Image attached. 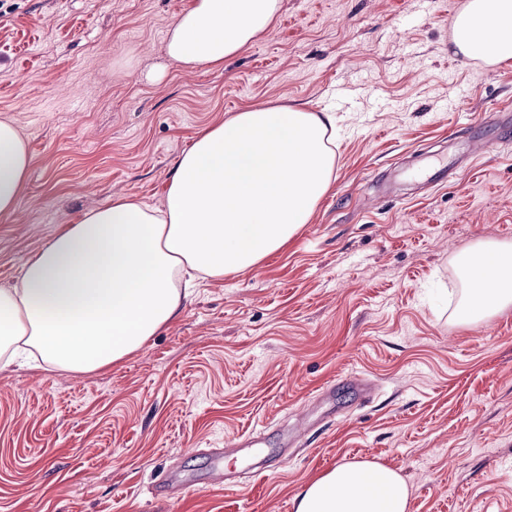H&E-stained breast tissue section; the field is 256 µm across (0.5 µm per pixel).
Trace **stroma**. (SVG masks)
I'll return each instance as SVG.
<instances>
[{"mask_svg":"<svg viewBox=\"0 0 512 512\" xmlns=\"http://www.w3.org/2000/svg\"><path fill=\"white\" fill-rule=\"evenodd\" d=\"M188 2L0 0V119L30 155L0 287L112 197L160 205L196 134L246 107L334 113V180L286 246L198 281L123 360L0 368V512H294L354 458L398 470L410 512H512V309L462 322L458 270L474 243H512V139L472 149L474 124L512 128V59L454 52L465 0H281L190 72L164 50ZM438 155L458 167L436 187ZM171 474L181 497L154 495Z\"/></svg>","mask_w":512,"mask_h":512,"instance_id":"obj_1","label":"stroma"}]
</instances>
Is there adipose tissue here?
<instances>
[{
    "label": "adipose tissue",
    "mask_w": 512,
    "mask_h": 512,
    "mask_svg": "<svg viewBox=\"0 0 512 512\" xmlns=\"http://www.w3.org/2000/svg\"><path fill=\"white\" fill-rule=\"evenodd\" d=\"M280 0H190L166 38L180 68L223 65L271 24ZM452 43L465 58L512 59V0H466ZM333 118L258 105L201 130L162 206L126 197L86 211L0 288V363L34 349L52 368L90 373L137 351L175 318L184 275L223 278L280 250L307 224L333 176ZM30 156L0 120V217L25 192ZM476 323L512 307V245L485 241L462 256ZM402 474L377 462L337 464L296 496L295 512H409Z\"/></svg>",
    "instance_id": "1"
}]
</instances>
